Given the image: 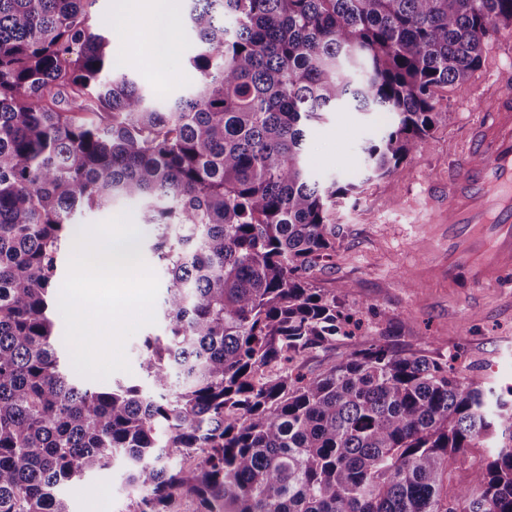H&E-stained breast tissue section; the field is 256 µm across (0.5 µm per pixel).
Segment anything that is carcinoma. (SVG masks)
<instances>
[{"instance_id":"1","label":"carcinoma","mask_w":512,"mask_h":512,"mask_svg":"<svg viewBox=\"0 0 512 512\" xmlns=\"http://www.w3.org/2000/svg\"><path fill=\"white\" fill-rule=\"evenodd\" d=\"M84 2L0 0V512H70L109 469L128 512H512L509 402L309 282L357 185L313 178L305 150L343 105L386 112L356 165L390 176L438 127L436 89L512 32V0H189L198 81L172 103L112 72ZM119 202L170 275L150 393L77 386L53 342L72 216ZM467 448L488 461L450 493ZM351 349L352 347L348 341L339 340L336 345V350L311 354V356L302 363V369L304 372H322L336 361V357L348 354Z\"/></svg>"}]
</instances>
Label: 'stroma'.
<instances>
[{
	"instance_id": "35a3bbf8",
	"label": "stroma",
	"mask_w": 512,
	"mask_h": 512,
	"mask_svg": "<svg viewBox=\"0 0 512 512\" xmlns=\"http://www.w3.org/2000/svg\"><path fill=\"white\" fill-rule=\"evenodd\" d=\"M87 23L102 33L114 61L113 70L137 81L157 100L171 101L196 82L186 64L198 43L187 26V0H179L174 19L173 56L167 72L155 77L147 52L148 19L131 22L126 42H118L111 22L112 0H86ZM512 82V34L500 33L488 45L483 67L464 89H437L441 123L433 139L404 160L391 177L368 178L353 172L351 162L364 141L381 129L377 116L346 106L313 127L305 148L314 178L339 174L359 182L357 198L336 213L340 235L336 255L314 267L310 282L336 293L349 311L374 317L379 329L393 328L394 343L406 351L435 358L457 356L459 374L479 377L498 394L512 389V283L448 289V229L436 217L448 189V169L460 159L472 127L486 119V93ZM156 321L139 329L125 345L130 372L115 373L127 385H145L139 345L146 335H160L167 321L162 305ZM131 493L119 472L89 478L69 492L70 512H126Z\"/></svg>"
}]
</instances>
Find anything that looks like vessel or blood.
I'll return each mask as SVG.
<instances>
[{
  "mask_svg": "<svg viewBox=\"0 0 512 512\" xmlns=\"http://www.w3.org/2000/svg\"><path fill=\"white\" fill-rule=\"evenodd\" d=\"M490 117L471 131L448 175V285L496 282L512 273V90L487 100Z\"/></svg>",
  "mask_w": 512,
  "mask_h": 512,
  "instance_id": "vessel-or-blood-1",
  "label": "vessel or blood"
}]
</instances>
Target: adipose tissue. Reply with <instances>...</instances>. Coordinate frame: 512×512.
Wrapping results in <instances>:
<instances>
[{
	"label": "adipose tissue",
	"instance_id": "ef3b65f1",
	"mask_svg": "<svg viewBox=\"0 0 512 512\" xmlns=\"http://www.w3.org/2000/svg\"><path fill=\"white\" fill-rule=\"evenodd\" d=\"M178 0H113V20H130L143 15L152 23L151 65L155 73L167 70L172 55V21Z\"/></svg>",
	"mask_w": 512,
	"mask_h": 512
}]
</instances>
